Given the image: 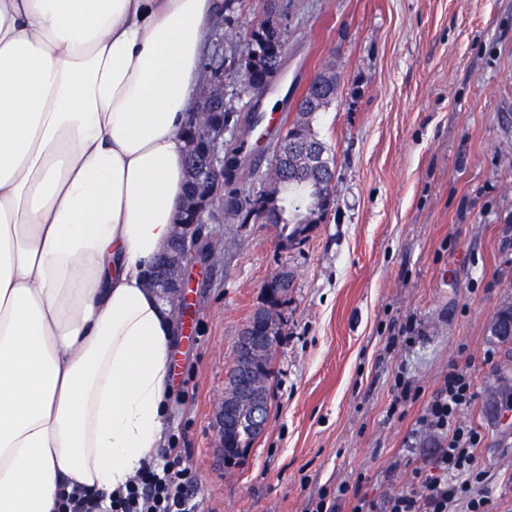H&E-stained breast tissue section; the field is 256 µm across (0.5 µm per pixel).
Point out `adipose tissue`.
Returning a JSON list of instances; mask_svg holds the SVG:
<instances>
[{
	"instance_id": "obj_1",
	"label": "adipose tissue",
	"mask_w": 512,
	"mask_h": 512,
	"mask_svg": "<svg viewBox=\"0 0 512 512\" xmlns=\"http://www.w3.org/2000/svg\"><path fill=\"white\" fill-rule=\"evenodd\" d=\"M217 0H0V512L126 491L175 323L145 276L184 192Z\"/></svg>"
}]
</instances>
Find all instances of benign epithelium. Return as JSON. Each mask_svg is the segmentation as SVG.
Here are the masks:
<instances>
[{
    "label": "benign epithelium",
    "mask_w": 512,
    "mask_h": 512,
    "mask_svg": "<svg viewBox=\"0 0 512 512\" xmlns=\"http://www.w3.org/2000/svg\"><path fill=\"white\" fill-rule=\"evenodd\" d=\"M224 71L216 74L195 93L196 109L207 116L206 134L186 136L184 141L194 147L192 155L198 177L193 191L183 198L174 224L172 237L158 258L146 286L159 298L177 309L186 297L185 272L191 257L208 254L209 246L197 232L198 219L212 201L224 197ZM322 206L315 210L316 223L323 222L334 203L333 181L321 188ZM290 282L281 274L263 285V304L242 327L234 347V360L243 375L229 389L215 412L213 429L224 465L233 464L225 449L233 446L245 453L265 432L270 399V370L256 367L259 354L276 348L274 331L280 325L279 308L288 295Z\"/></svg>",
    "instance_id": "obj_1"
}]
</instances>
